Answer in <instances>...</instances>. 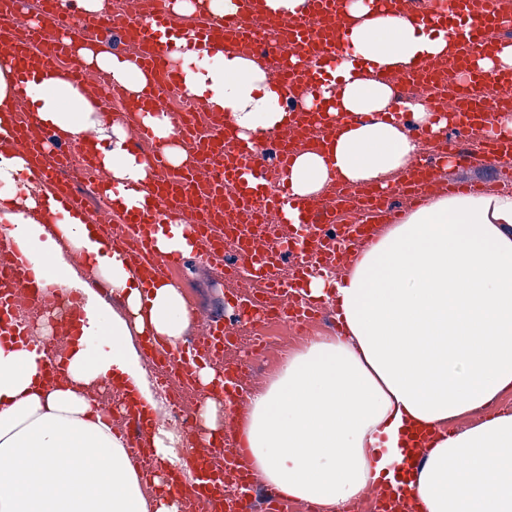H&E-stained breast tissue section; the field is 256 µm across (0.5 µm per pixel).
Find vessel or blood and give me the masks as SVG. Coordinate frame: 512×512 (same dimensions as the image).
Wrapping results in <instances>:
<instances>
[{
  "label": "vessel or blood",
  "mask_w": 512,
  "mask_h": 512,
  "mask_svg": "<svg viewBox=\"0 0 512 512\" xmlns=\"http://www.w3.org/2000/svg\"><path fill=\"white\" fill-rule=\"evenodd\" d=\"M347 0H304L299 15L283 17L267 10L261 0H238L237 13L219 21H204L184 27L171 14L166 0H153L149 10L121 19L102 20L95 15H76L60 8L56 0H45L35 24L26 26L22 37L0 40V63L25 73L31 56H38L45 67H58L66 57L67 73L75 86H82L89 74L84 60L58 36L72 18H79L82 39L104 50H114L112 36H119L137 48L132 62L136 69L150 74V96L170 80L171 55L175 50L194 52L198 57L223 54L258 56L271 60L278 87L295 96L293 115L287 128L265 133L262 140L243 139L229 126L223 113H208L205 128L188 126L181 133V144L190 162L174 167L159 149L151 158L152 180L147 191L155 203L153 223H143L138 210L111 211L107 222L96 224L98 235L126 252L141 274L144 286L171 278L183 255L161 253L154 248L156 225L187 221L189 233L201 257L218 269L236 270L240 280L252 290L240 300V316L231 321L211 318L199 336L186 346H151L150 353L167 375L184 387L196 382L195 365L207 360L223 365L224 393L237 405L247 403L241 380L246 371L241 364L225 361L245 324L270 319L299 320L322 309L304 292L314 271L325 268L343 276L352 266L363 245L384 225L403 217L390 202L391 193L406 203L418 205L434 191L451 194L475 190V182L441 180L439 168L465 170L474 155L468 140L436 143L432 166H411L396 188L379 185L357 186L331 181L328 199H300L293 193L291 169L304 150H320L336 134L340 122L339 98L328 99L325 110L306 109L304 96L322 99L324 91L337 87L334 71L342 60L367 70L377 69L376 61L355 55L352 45L353 21L346 10ZM374 11L403 14L425 30H446L454 49L440 60L425 58L403 73L386 74L389 84H406L424 96L435 118L463 130L479 132L482 157L487 164L512 157V131L488 118L485 85L496 86L495 98L512 112V70L474 69L476 59L494 54L499 45L512 42V11L506 0H445L443 10L420 9L416 0H372ZM98 83L111 84L109 72L100 70ZM455 79L452 97L436 95L439 85ZM124 122L131 133L132 149L154 144L156 136L143 120L133 97L122 92ZM29 112L14 113L8 131L15 148L30 159L22 184H46L62 209L70 215L85 214L79 184L103 192L110 183L108 170L93 158L83 160L82 168L71 165L65 141L55 130L45 127L31 131ZM273 219L267 231L253 228L255 211ZM0 250L11 257L6 275L0 277V338L25 337L27 331L16 318L19 304L40 306L47 297L39 286V275L28 260L18 259L13 240L0 234ZM290 273H283V266ZM125 438L131 447L142 448L151 422L138 406L124 408ZM193 481L179 498L180 512H283L274 493L255 500L257 473L247 467V451L239 435L228 432L215 443L192 449ZM375 512H415L412 492L401 479L386 481L375 496Z\"/></svg>",
  "instance_id": "b4317fda"
}]
</instances>
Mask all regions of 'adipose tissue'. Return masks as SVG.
Wrapping results in <instances>:
<instances>
[{"label": "adipose tissue", "instance_id": "adipose-tissue-1", "mask_svg": "<svg viewBox=\"0 0 512 512\" xmlns=\"http://www.w3.org/2000/svg\"><path fill=\"white\" fill-rule=\"evenodd\" d=\"M358 19L357 54L384 72L403 71L447 52L448 32H424L396 15L374 12L368 0H349ZM86 64L109 71L131 93L150 79L129 58L82 46ZM186 89L210 111L222 112L240 135L287 125L277 87L254 59L174 51ZM26 103L39 125L72 141L109 126L100 163L112 173L116 208L149 212L147 157L132 153L128 134L106 124L65 71L32 65ZM342 121L328 151L302 152L291 173L301 197L324 191L332 178L383 183L419 154V141L386 118L394 97L373 72L343 65ZM27 162L0 147V199L14 209L0 221L41 272L43 285L62 293L83 283L46 231L39 203L17 183ZM60 231L70 246L92 256L126 315H108L88 298L80 331L69 344L66 385L46 387L44 356L24 341L0 342V512H178L174 497H146L137 466L111 422L92 407L91 386L116 380L157 409L131 334L177 346L192 324L174 284L143 291L125 255L106 249L91 225L70 218ZM313 295L335 299L344 333L319 336L289 356L253 394L243 421L249 462L283 497L346 512L348 504L392 476L403 435L436 437L413 487L422 512H512V414L488 418L458 433L449 421L479 411L512 391V193L443 196L411 212L358 253L336 284L313 278Z\"/></svg>", "mask_w": 512, "mask_h": 512}]
</instances>
